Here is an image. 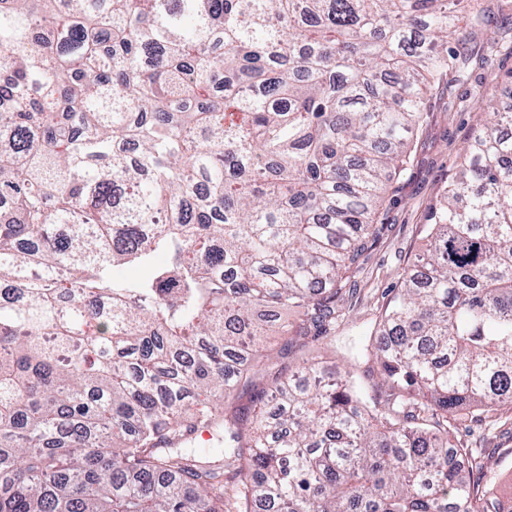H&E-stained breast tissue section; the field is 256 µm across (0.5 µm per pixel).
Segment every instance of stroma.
<instances>
[{"label":"stroma","mask_w":512,"mask_h":512,"mask_svg":"<svg viewBox=\"0 0 512 512\" xmlns=\"http://www.w3.org/2000/svg\"><path fill=\"white\" fill-rule=\"evenodd\" d=\"M448 44L462 46L474 58L468 82L455 85L451 94L430 98L408 169L390 186L379 217V240L361 257L335 328L294 345L277 358L278 366L295 369L324 361L330 372L354 371L368 389L380 390L372 362L357 352L365 331L377 326L404 268L425 247L430 211L469 148L483 105L473 86H481L501 111L512 112V0H491L485 25L449 38ZM481 57L486 65H478ZM449 428L455 445L480 449L484 484L494 488L500 500L512 502V409L502 407L492 414L463 411L451 418Z\"/></svg>","instance_id":"35a3bbf8"}]
</instances>
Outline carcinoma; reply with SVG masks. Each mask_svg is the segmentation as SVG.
Listing matches in <instances>:
<instances>
[{
	"mask_svg": "<svg viewBox=\"0 0 512 512\" xmlns=\"http://www.w3.org/2000/svg\"><path fill=\"white\" fill-rule=\"evenodd\" d=\"M483 0H0V512H502L448 413L512 406L492 101L370 334L385 407L268 333L336 322ZM141 271L132 279L127 270ZM215 448L192 450L197 432Z\"/></svg>",
	"mask_w": 512,
	"mask_h": 512,
	"instance_id": "cac0c4a2",
	"label": "carcinoma"
}]
</instances>
